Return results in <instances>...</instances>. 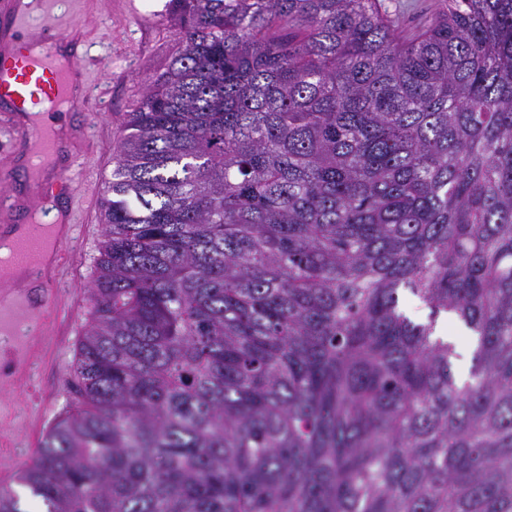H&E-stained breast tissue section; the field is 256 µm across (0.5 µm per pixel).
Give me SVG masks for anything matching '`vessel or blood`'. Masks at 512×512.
I'll return each instance as SVG.
<instances>
[{"mask_svg": "<svg viewBox=\"0 0 512 512\" xmlns=\"http://www.w3.org/2000/svg\"><path fill=\"white\" fill-rule=\"evenodd\" d=\"M59 0H0V101L9 104L14 135L27 140L21 163L33 173L25 195L0 194V214L19 215L36 202H53L69 194L67 178L77 159L67 135L33 120L31 105L41 99L53 112H90L83 31L57 12ZM61 225L59 237L48 238L35 224L11 228L13 261L18 265L46 264L45 277L23 288L0 277V339L8 341L19 367L37 359L49 326L50 313L61 308L59 286L67 258L64 248L75 230L76 215L59 210L50 218Z\"/></svg>", "mask_w": 512, "mask_h": 512, "instance_id": "1", "label": "vessel or blood"}]
</instances>
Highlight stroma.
<instances>
[{
  "instance_id": "1",
  "label": "stroma",
  "mask_w": 512,
  "mask_h": 512,
  "mask_svg": "<svg viewBox=\"0 0 512 512\" xmlns=\"http://www.w3.org/2000/svg\"><path fill=\"white\" fill-rule=\"evenodd\" d=\"M167 3L63 0L61 5L68 19L78 23L88 37L86 62L93 107L90 118L74 112L65 117L68 128L86 126L85 140L77 147L78 163L71 173L73 191L59 200L79 220L77 237L68 246L76 265L62 285L64 295L76 298L78 314L73 332L46 337V349L27 380L0 385V441L5 444L0 462L17 471L38 456L21 425L28 408H41L38 430L42 433L72 408L67 389L76 343L92 316L89 289L97 276L101 202L108 195L124 120L178 47L179 34L169 21Z\"/></svg>"
}]
</instances>
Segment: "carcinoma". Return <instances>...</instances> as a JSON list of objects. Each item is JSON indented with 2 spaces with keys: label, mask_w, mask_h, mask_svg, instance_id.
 Instances as JSON below:
<instances>
[{
  "label": "carcinoma",
  "mask_w": 512,
  "mask_h": 512,
  "mask_svg": "<svg viewBox=\"0 0 512 512\" xmlns=\"http://www.w3.org/2000/svg\"><path fill=\"white\" fill-rule=\"evenodd\" d=\"M169 18L40 512H512V0L408 35L383 0Z\"/></svg>",
  "instance_id": "obj_1"
}]
</instances>
